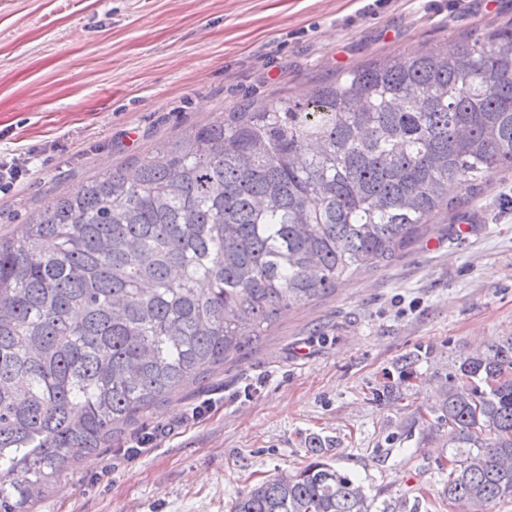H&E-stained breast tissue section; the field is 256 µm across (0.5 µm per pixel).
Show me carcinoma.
Returning a JSON list of instances; mask_svg holds the SVG:
<instances>
[{
  "label": "carcinoma",
  "mask_w": 512,
  "mask_h": 512,
  "mask_svg": "<svg viewBox=\"0 0 512 512\" xmlns=\"http://www.w3.org/2000/svg\"><path fill=\"white\" fill-rule=\"evenodd\" d=\"M505 170L512 21L247 103L53 196L0 238V512H30L79 457ZM429 414L455 449L448 500L512 501V337L461 356ZM309 448L231 512H372Z\"/></svg>",
  "instance_id": "obj_1"
}]
</instances>
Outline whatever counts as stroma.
<instances>
[{
  "mask_svg": "<svg viewBox=\"0 0 512 512\" xmlns=\"http://www.w3.org/2000/svg\"><path fill=\"white\" fill-rule=\"evenodd\" d=\"M511 20L512 0H0V162L22 170L0 192V235L242 102L301 99L344 70ZM511 336L506 172L391 264L284 312L256 349L81 457L31 512H230L308 464L312 436L375 512H464L443 494L453 451L423 415L465 351ZM387 385L398 400L374 399Z\"/></svg>",
  "mask_w": 512,
  "mask_h": 512,
  "instance_id": "stroma-1",
  "label": "stroma"
}]
</instances>
